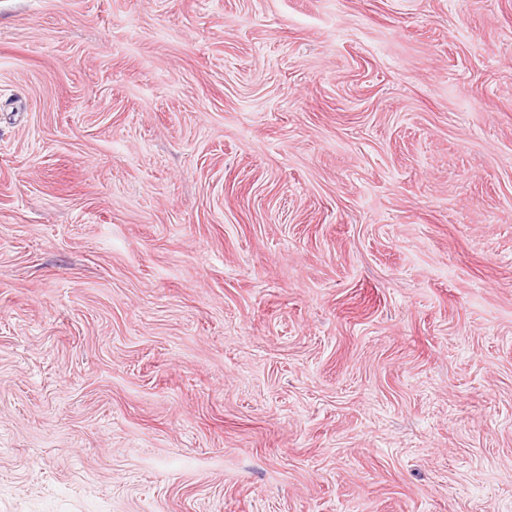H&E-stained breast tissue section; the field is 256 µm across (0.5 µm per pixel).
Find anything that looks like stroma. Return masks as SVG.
Here are the masks:
<instances>
[{"mask_svg":"<svg viewBox=\"0 0 512 512\" xmlns=\"http://www.w3.org/2000/svg\"><path fill=\"white\" fill-rule=\"evenodd\" d=\"M0 512H512V0H0Z\"/></svg>","mask_w":512,"mask_h":512,"instance_id":"1","label":"stroma"}]
</instances>
